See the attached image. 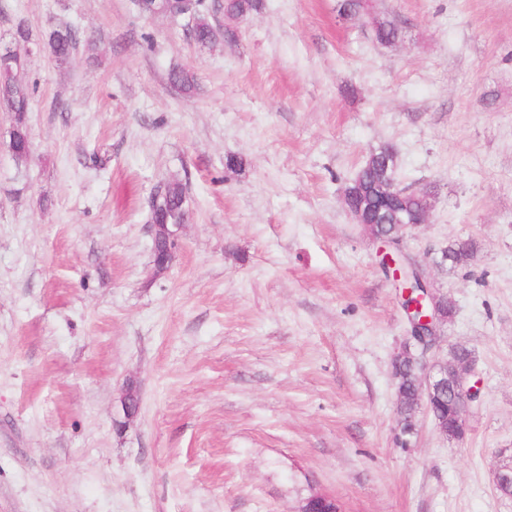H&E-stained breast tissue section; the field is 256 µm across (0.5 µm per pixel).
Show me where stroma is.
<instances>
[{"label": "stroma", "mask_w": 512, "mask_h": 512, "mask_svg": "<svg viewBox=\"0 0 512 512\" xmlns=\"http://www.w3.org/2000/svg\"><path fill=\"white\" fill-rule=\"evenodd\" d=\"M336 3L263 0L201 47L132 0H0L31 92L25 164L0 110V512H291L316 492L512 512V0H375L402 28L386 47ZM22 20L31 43L67 25L97 48L58 65L14 42ZM383 144L400 185L435 189L404 251L456 305L426 362L474 355L461 441L423 411L397 425L407 320L342 205ZM169 181L188 215L159 271L148 199ZM457 240L476 250L453 269Z\"/></svg>", "instance_id": "1"}]
</instances>
